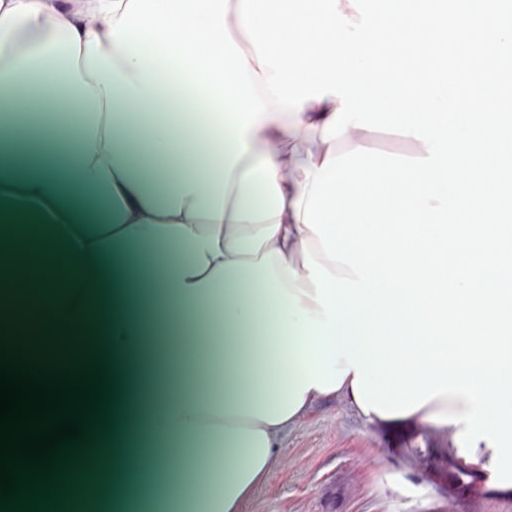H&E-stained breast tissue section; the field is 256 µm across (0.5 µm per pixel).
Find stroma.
<instances>
[{
    "instance_id": "stroma-1",
    "label": "stroma",
    "mask_w": 512,
    "mask_h": 512,
    "mask_svg": "<svg viewBox=\"0 0 512 512\" xmlns=\"http://www.w3.org/2000/svg\"><path fill=\"white\" fill-rule=\"evenodd\" d=\"M448 433L425 422L364 426L344 402L317 399L281 436L243 512H512V492L448 490Z\"/></svg>"
}]
</instances>
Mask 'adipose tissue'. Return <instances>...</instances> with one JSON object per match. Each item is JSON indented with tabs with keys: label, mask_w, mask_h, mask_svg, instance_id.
Masks as SVG:
<instances>
[{
	"label": "adipose tissue",
	"mask_w": 512,
	"mask_h": 512,
	"mask_svg": "<svg viewBox=\"0 0 512 512\" xmlns=\"http://www.w3.org/2000/svg\"><path fill=\"white\" fill-rule=\"evenodd\" d=\"M128 0H0V318L49 298L86 350L106 341L99 401L111 423L0 512H242L280 433L316 399L369 426L353 369L339 368L296 213L307 169L369 145L323 141L338 98L273 114L247 139L225 129L158 53L119 49ZM310 137L291 161L283 143Z\"/></svg>",
	"instance_id": "adipose-tissue-1"
}]
</instances>
